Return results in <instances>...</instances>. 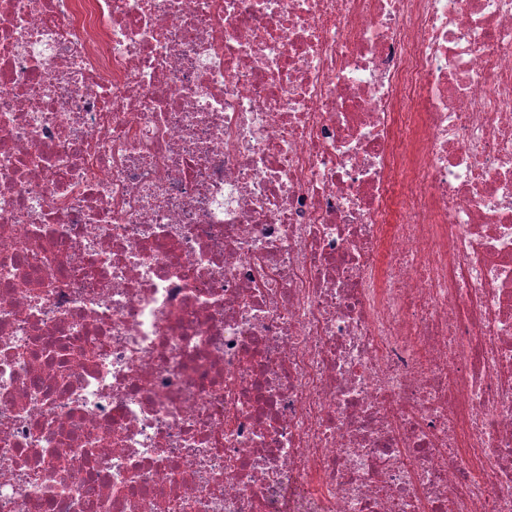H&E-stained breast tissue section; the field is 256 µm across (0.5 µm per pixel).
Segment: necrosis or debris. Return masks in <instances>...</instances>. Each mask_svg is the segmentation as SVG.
I'll return each mask as SVG.
<instances>
[{
	"label": "necrosis or debris",
	"mask_w": 512,
	"mask_h": 512,
	"mask_svg": "<svg viewBox=\"0 0 512 512\" xmlns=\"http://www.w3.org/2000/svg\"><path fill=\"white\" fill-rule=\"evenodd\" d=\"M512 512V0H0V512Z\"/></svg>",
	"instance_id": "4bbe7bcc"
}]
</instances>
